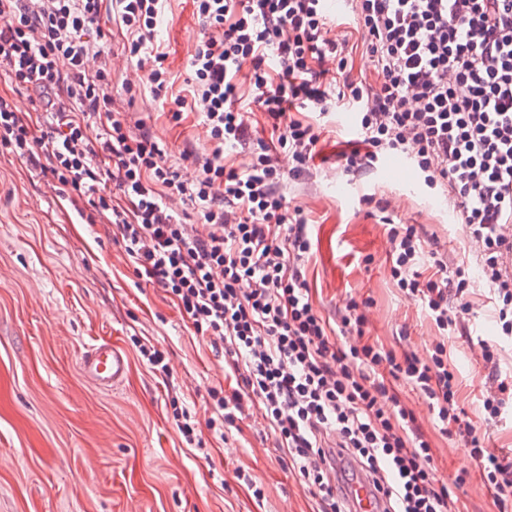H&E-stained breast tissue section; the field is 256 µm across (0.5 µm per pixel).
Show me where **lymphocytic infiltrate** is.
I'll return each instance as SVG.
<instances>
[{
	"label": "lymphocytic infiltrate",
	"mask_w": 512,
	"mask_h": 512,
	"mask_svg": "<svg viewBox=\"0 0 512 512\" xmlns=\"http://www.w3.org/2000/svg\"><path fill=\"white\" fill-rule=\"evenodd\" d=\"M104 1L0 0V75L33 91L49 118L34 133L31 116L0 94V145L59 197L90 205L89 223L115 226L136 271L198 334L223 343L236 386L211 391L209 429L259 410L318 512H351L340 489L357 478L382 493V512H457L449 488L468 474L438 483L431 442L400 384L424 398L441 434L463 442L499 512H512V449L486 446L448 362L449 337L468 333L465 267L439 256L423 275V237L415 225H392L391 277L438 331L427 357L395 355L370 342L357 303L332 320L314 306L309 218L284 192L312 176L321 126L308 113L342 109L354 112L359 136L341 155L344 172L365 174L397 153L441 189L475 245L499 322L496 337L476 342L493 384L484 421L512 417V374L500 366V343L512 341V0H348L341 21L355 42L329 37L326 0H193L203 33L188 56L189 94L173 99L172 113L200 110L210 148L182 152L189 178L114 107ZM108 1L145 73L143 84H125L126 96L160 97L173 85L156 40L163 0ZM357 49L369 75L352 73ZM92 57L101 60L94 71ZM244 96L270 141H251ZM230 148L248 161L227 164ZM176 199L198 223L173 208Z\"/></svg>",
	"instance_id": "f902f5d3"
}]
</instances>
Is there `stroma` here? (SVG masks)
Here are the masks:
<instances>
[{"mask_svg": "<svg viewBox=\"0 0 512 512\" xmlns=\"http://www.w3.org/2000/svg\"><path fill=\"white\" fill-rule=\"evenodd\" d=\"M201 35L192 0H166L158 40L175 76L172 94L187 92V58ZM123 43L110 28L104 47L114 54L119 102L124 83L143 78ZM131 111L170 153L188 142L209 146L196 113L173 121L168 104L149 97ZM324 123L312 180L288 186L313 224L314 304L326 316L350 301L366 304L372 341L426 355L437 331L391 277L388 225H416L452 263L468 257L466 229L407 159L382 160L362 177L342 173L336 155L354 137V116ZM102 339L130 362L124 383L109 391L79 366ZM141 340L163 354L167 370L148 364ZM448 362L460 407L483 425V372L466 338H449ZM229 384L223 347L195 335L173 300L135 273L111 226L86 223L50 180L0 147V512H317L260 415L223 438L209 430L210 393ZM406 397L434 447L436 479L470 471L458 491L466 512H497L462 442L434 429L419 395ZM179 410L191 415L201 445L179 431Z\"/></svg>", "mask_w": 512, "mask_h": 512, "instance_id": "stroma-1", "label": "stroma"}]
</instances>
